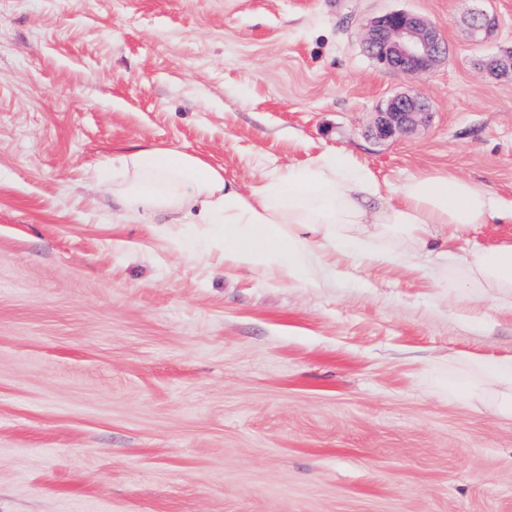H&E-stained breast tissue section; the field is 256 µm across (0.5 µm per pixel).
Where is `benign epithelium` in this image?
<instances>
[{
  "label": "benign epithelium",
  "instance_id": "benign-epithelium-1",
  "mask_svg": "<svg viewBox=\"0 0 512 512\" xmlns=\"http://www.w3.org/2000/svg\"><path fill=\"white\" fill-rule=\"evenodd\" d=\"M466 24L472 39L483 42L494 34L497 18L483 8H476ZM365 48L383 66L411 77L429 73L448 61V42L437 27L425 17L406 11H391L371 19ZM480 66L491 78L512 73V49L483 58ZM429 117V106L419 97L394 95L377 112L375 136L386 139L409 134Z\"/></svg>",
  "mask_w": 512,
  "mask_h": 512
}]
</instances>
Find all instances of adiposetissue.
Here are the masks:
<instances>
[{"mask_svg": "<svg viewBox=\"0 0 512 512\" xmlns=\"http://www.w3.org/2000/svg\"><path fill=\"white\" fill-rule=\"evenodd\" d=\"M112 171V197L130 217L194 215L199 235L173 237L191 256L216 251L226 264L296 281L307 280L328 253L386 264L435 257L461 266L467 287L512 299V243L476 244L459 258L438 241L442 229L512 221V204L473 181L421 173L384 187L337 152L263 176L246 194L198 157L157 148L114 159ZM468 364L494 385L497 412L512 418V356Z\"/></svg>", "mask_w": 512, "mask_h": 512, "instance_id": "adipose-tissue-1", "label": "adipose tissue"}]
</instances>
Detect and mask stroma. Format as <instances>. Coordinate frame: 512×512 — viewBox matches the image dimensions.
Wrapping results in <instances>:
<instances>
[{"label": "stroma", "instance_id": "stroma-1", "mask_svg": "<svg viewBox=\"0 0 512 512\" xmlns=\"http://www.w3.org/2000/svg\"><path fill=\"white\" fill-rule=\"evenodd\" d=\"M397 10L447 64L369 55ZM510 47L512 0H0V512H512V418L448 393L459 357L512 356L511 304L422 257L307 283L192 259L95 177L156 147L246 193L337 149L511 202L512 77L477 65ZM409 91L427 125L372 137ZM470 36L474 41L489 39L497 28V18L483 8L474 9L466 21ZM365 48L380 64L407 76L430 73L448 61V42L425 17L391 11L370 20Z\"/></svg>", "mask_w": 512, "mask_h": 512}]
</instances>
